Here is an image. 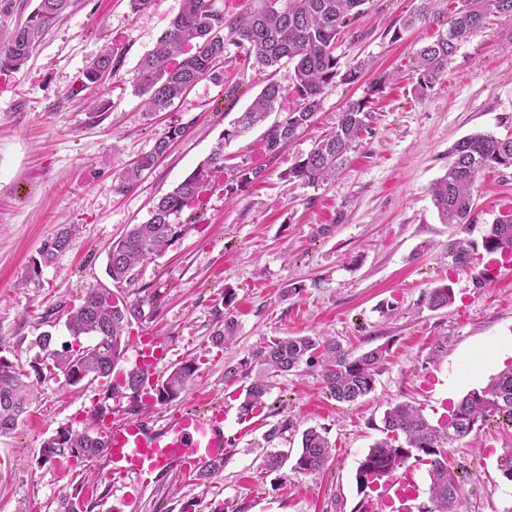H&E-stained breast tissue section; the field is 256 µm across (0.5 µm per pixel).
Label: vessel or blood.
Masks as SVG:
<instances>
[{"label": "vessel or blood", "mask_w": 512, "mask_h": 512, "mask_svg": "<svg viewBox=\"0 0 512 512\" xmlns=\"http://www.w3.org/2000/svg\"><path fill=\"white\" fill-rule=\"evenodd\" d=\"M140 366L156 371L167 357L162 337L144 336L136 350ZM109 450L105 465L110 477L134 482L149 479L169 466L183 473L223 458L230 442L224 437V410H187L158 425L138 418H122L102 430Z\"/></svg>", "instance_id": "1"}]
</instances>
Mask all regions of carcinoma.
<instances>
[{"instance_id":"obj_1","label":"carcinoma","mask_w":512,"mask_h":512,"mask_svg":"<svg viewBox=\"0 0 512 512\" xmlns=\"http://www.w3.org/2000/svg\"><path fill=\"white\" fill-rule=\"evenodd\" d=\"M68 5L69 0H38L26 21L8 38L0 39V70L17 71L24 67ZM370 7L371 0H253L248 10L230 17L214 8L212 0H184L170 28L137 65L133 89L143 97L146 112H163L198 81L218 78L216 66L224 60L228 43L235 45L244 59H252L263 68L274 67L285 57L292 60V85L286 90L279 83L268 81L212 152L157 200L149 221L133 225L112 243L107 275L113 282L130 279L135 267L160 255L197 223L196 211L201 209L202 198L216 174L224 173V147L230 139L252 128L268 113L283 109L285 117L269 127L262 138L263 151L277 154L310 125L320 108L324 89L337 76L348 82L359 79L367 64L357 62L340 72L336 43ZM496 15L512 17V0H458L447 30L413 53V90L419 98L428 97L445 74L448 60ZM112 56V51L107 50L90 62L83 72L86 83L96 84L112 71ZM288 97L292 102L285 109L283 104ZM368 103L366 97L349 103L338 116L336 127L289 169L288 180L315 187L335 177L345 164L347 153L368 128L372 117ZM185 130L181 123L171 125L167 136L159 139L150 153L116 178L112 190L119 194L130 191L167 153L170 142ZM448 158V169L433 183L431 198L441 223L469 224L481 174L490 168L512 167V136L469 135L451 146ZM74 232V226L64 227L43 243L40 259L32 267L33 274H39L41 267L53 263L69 248ZM481 246L489 255H512V213L489 226ZM453 301V289L446 283L429 289L425 295V303L432 311L444 309ZM143 316L142 303L121 299L104 286L90 288L79 306L68 313L66 328L72 342L56 347L50 332L40 333L31 341L39 352L28 362L27 371L0 356V436L13 432L27 417L44 372L62 376L69 387L109 378L123 356L126 328ZM235 332V321L224 317V323L213 333L212 344L220 347L229 343ZM386 353L385 347L377 346L355 356L338 341L323 336L274 338L256 352L254 362L225 366L224 381L236 382L252 371V365L259 366L241 404L243 414L247 415L261 406L269 378L304 363L320 368L333 399L354 403L373 392ZM197 371L198 364L193 359L176 365L155 388L156 401L164 403L178 398ZM146 379L148 374L134 367L126 371L125 383L108 387V398L129 393L136 401ZM497 420L512 425V366L491 377L485 386L468 391L434 422L409 402L392 404L382 419L384 438L370 447L357 468V487L364 494L373 484L414 461L427 466L429 478L428 503L418 506L417 512H458L461 484L459 476L448 466V449L464 442L480 426ZM333 448L323 429H305L291 471L305 476L322 472ZM105 451L99 433L63 428L44 440L41 457L45 461L79 465ZM289 458L286 452L268 450L266 469L278 471ZM58 512H87L80 490L62 495Z\"/></svg>"}]
</instances>
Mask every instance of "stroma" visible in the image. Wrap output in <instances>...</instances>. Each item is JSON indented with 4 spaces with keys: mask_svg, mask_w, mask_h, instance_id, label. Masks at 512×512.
<instances>
[{
    "mask_svg": "<svg viewBox=\"0 0 512 512\" xmlns=\"http://www.w3.org/2000/svg\"><path fill=\"white\" fill-rule=\"evenodd\" d=\"M416 4L373 0L336 44L341 65L366 62L361 79L326 87L311 126L278 154L261 152V125L232 139L224 149L228 170L249 158L260 176L230 193L231 177L221 174L203 199V222L137 266L129 282L111 283L106 274L112 243L150 219L156 200L208 156L267 79L290 86L293 62L263 70L228 46L223 80L203 79L170 111L149 114L133 92L134 71L182 0H154L139 14L128 0H70L28 64L0 72V355L28 362L29 342L44 331L68 341V309L87 289L111 286L144 311L126 331L121 369L134 367L135 345L148 332L169 349L160 377L181 361L199 362L177 399L146 406L126 397L112 410L158 424L187 408L220 405L231 440L222 472L206 482L173 466L133 489L110 479L100 459L57 473L40 459L43 440L64 427L83 430L107 384L98 379L71 389L46 373L25 422L0 437V512H16L25 502L54 512L57 497L79 484L88 512H181L187 504L192 512L219 506L224 512H364L355 473L381 437L388 405L411 402L435 419L505 368L499 348L503 336H512V270H502L494 284L479 274L488 261L481 247L486 229L512 210V168L480 176L469 224L440 223L430 188L459 139L512 134V17L490 18L421 99L408 75L410 58L447 28L455 4L442 0L436 13L403 27ZM108 48L111 75L83 87L84 68ZM366 96L373 104L371 130L342 172L316 187L288 181V170L335 126L346 105ZM175 123L186 125L185 134L134 188L113 193L116 177ZM64 224L77 227L70 247L32 273L43 242ZM461 245L470 250L464 266L456 260ZM440 282L450 285L455 301L432 311L424 295ZM384 302L393 311L381 312ZM226 311L237 333L217 348L211 336ZM297 335L330 337L358 354L387 346L374 392L336 402L318 369L303 365L270 379L263 407L242 415L249 381L225 383V365L252 360L272 338ZM281 423L288 429L273 446L283 451L299 448L308 427L326 430L335 456L324 472L266 470L260 444ZM473 439L474 446L448 451L464 476L458 512H506L512 483L497 459L512 448V427L493 422Z\"/></svg>",
    "mask_w": 512,
    "mask_h": 512,
    "instance_id": "stroma-1",
    "label": "stroma"
}]
</instances>
